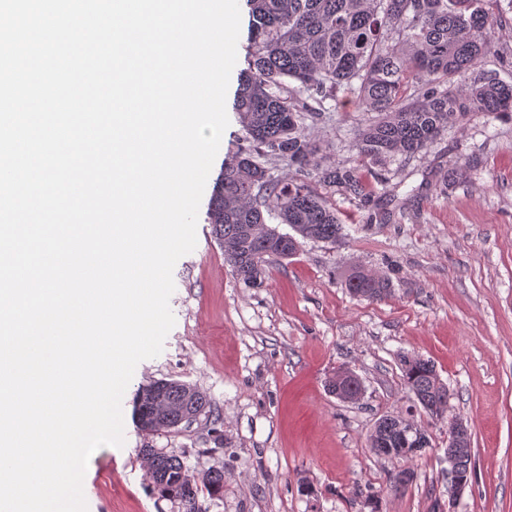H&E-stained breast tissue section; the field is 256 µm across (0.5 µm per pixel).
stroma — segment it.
<instances>
[{
    "mask_svg": "<svg viewBox=\"0 0 512 512\" xmlns=\"http://www.w3.org/2000/svg\"><path fill=\"white\" fill-rule=\"evenodd\" d=\"M475 74L512 82V12ZM200 203L195 250L173 270L176 323L162 353L138 364L125 391L123 447L103 446L84 477L87 512H181L156 490L140 455H179L195 478L224 472V492L200 489L204 512H512V112L470 110L422 154L396 157L375 197L396 193L392 220L369 224L340 194L345 220L334 243L301 241L265 264L261 287L238 281L224 263L207 212L225 161L242 135L229 112ZM349 90L331 112L306 124L322 164L353 162L354 132L374 121ZM454 170L444 194L440 169ZM387 275L390 295H350L356 270ZM431 360L452 392L446 418L410 409L401 354ZM363 385L353 403L336 399V372ZM166 379L203 392L196 421L149 434L133 417L138 389ZM410 410L430 446L409 465L415 480L392 491L397 461L373 454L368 436L382 416ZM471 434L475 476L448 495V424Z\"/></svg>",
    "mask_w": 512,
    "mask_h": 512,
    "instance_id": "1",
    "label": "stroma"
}]
</instances>
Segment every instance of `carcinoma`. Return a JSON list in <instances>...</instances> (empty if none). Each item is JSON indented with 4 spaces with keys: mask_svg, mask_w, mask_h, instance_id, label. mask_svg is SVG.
I'll list each match as a JSON object with an SVG mask.
<instances>
[{
    "mask_svg": "<svg viewBox=\"0 0 512 512\" xmlns=\"http://www.w3.org/2000/svg\"><path fill=\"white\" fill-rule=\"evenodd\" d=\"M249 9L248 69L233 103L242 136L224 163L208 212L211 233L224 249V263L237 279L259 285L268 258L294 255L299 240L334 242L343 225L313 185H323L373 211L368 220H389L368 189L362 166L382 167L398 155L427 150L456 112H512V84L496 77L473 84L466 76L491 51L501 13L488 0H246ZM347 87L363 112L379 119L358 131L353 148L359 163H313L319 147L304 133L305 120ZM281 162L291 176L272 170ZM276 219L292 229L282 234L268 225ZM350 294L381 301L391 287L382 275L356 271L344 281ZM402 380L413 401L444 418L452 394L434 365L417 355L399 359ZM171 405V420L210 407L206 395L188 397L182 383L158 380L139 391L134 417L142 430L151 420L153 389ZM378 456L408 461L429 447L426 435L407 431L401 414L383 416L369 436ZM159 475L162 496L181 512H203L198 482L180 457L141 449ZM452 479L468 485L474 466L471 448H458L449 460ZM212 493L224 489V471L210 470L202 482Z\"/></svg>",
    "mask_w": 512,
    "mask_h": 512,
    "instance_id": "1",
    "label": "carcinoma"
}]
</instances>
